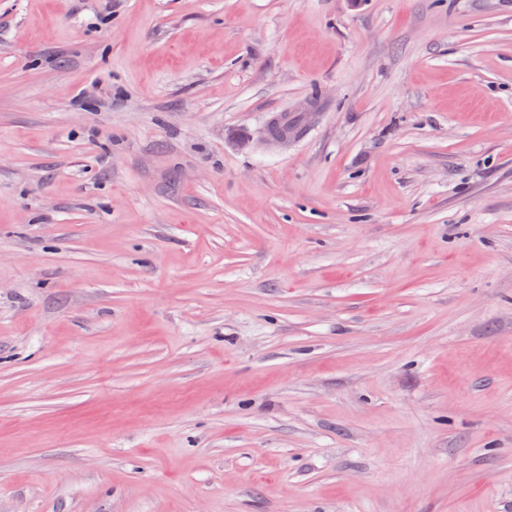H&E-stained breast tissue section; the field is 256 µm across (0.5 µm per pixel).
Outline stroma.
<instances>
[{"instance_id":"1","label":"stroma","mask_w":512,"mask_h":512,"mask_svg":"<svg viewBox=\"0 0 512 512\" xmlns=\"http://www.w3.org/2000/svg\"><path fill=\"white\" fill-rule=\"evenodd\" d=\"M0 512H512V0H0Z\"/></svg>"}]
</instances>
